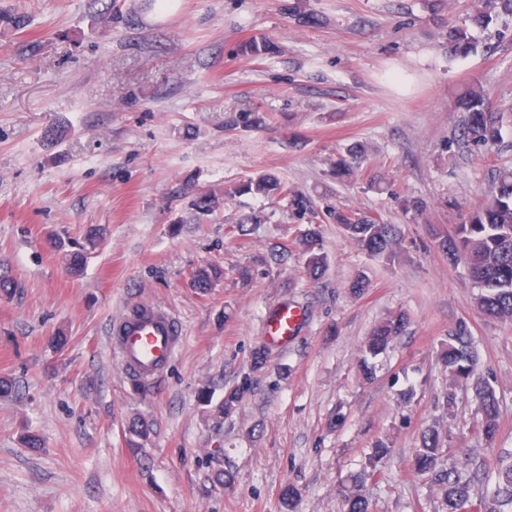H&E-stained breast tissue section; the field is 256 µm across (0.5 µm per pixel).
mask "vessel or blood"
<instances>
[{
	"label": "vessel or blood",
	"mask_w": 512,
	"mask_h": 512,
	"mask_svg": "<svg viewBox=\"0 0 512 512\" xmlns=\"http://www.w3.org/2000/svg\"><path fill=\"white\" fill-rule=\"evenodd\" d=\"M300 322L298 310L275 309L264 321L267 342L287 344ZM181 342L177 320L164 308L139 303L114 327L113 352L128 381L146 387L158 382L174 360Z\"/></svg>",
	"instance_id": "1"
}]
</instances>
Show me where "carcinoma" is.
Returning <instances> with one entry per match:
<instances>
[{
  "label": "carcinoma",
  "mask_w": 512,
  "mask_h": 512,
  "mask_svg": "<svg viewBox=\"0 0 512 512\" xmlns=\"http://www.w3.org/2000/svg\"><path fill=\"white\" fill-rule=\"evenodd\" d=\"M512 18V0H471L466 20L487 29L500 18ZM479 42L469 37L467 28H448V59H463L478 51ZM243 55L254 59L271 54L272 45L266 41H251L241 46ZM466 112L461 139L467 144L487 149L503 138V117L492 110L489 98L481 86L469 89L461 101ZM266 123L260 112H232L224 120L230 130L259 127ZM366 147L355 144L346 155L333 163L336 179L342 180L354 173ZM251 194L266 199H286L292 215L302 220L313 212L312 202L296 187L272 173H263L243 181L224 192L201 193L193 200L194 212L200 217L213 214L224 201ZM326 216L341 228L343 236L356 243L370 255L392 261L400 245L396 226L377 219L361 216L351 210L326 206ZM434 246L443 252L448 263H461L479 293L476 303L480 311L492 318L512 322V166L495 169L493 189L487 202L463 215L452 230L442 226L432 228ZM103 233L95 230L86 238L87 247L71 257L67 269L72 274L83 272L84 258L102 241ZM304 257L307 276L319 280L326 271V259L320 252L318 234L312 223H307L296 239ZM224 281V268L215 264L197 267L192 273V287L205 293ZM408 316L404 312L388 315L372 331L362 346L360 370L367 380L373 378L369 360L384 353L406 328ZM438 361L448 371V387L442 392V409L448 411L455 403L454 387L459 380L471 383L477 402L475 428L487 441H493L499 429V400L494 387L483 378L477 368V351L473 336L464 324L457 325L441 342ZM249 383L224 393L217 412L232 416L240 406ZM152 427L141 417L129 422L126 435L128 447H144ZM390 454L388 445L379 440L362 468L351 476L343 490L347 512H370L367 487L379 482L381 463ZM447 434L439 424L427 427L420 435L419 445L412 459V469L426 487L428 497L438 502V512H512V454L499 456L492 491L477 488L476 475L466 465L448 464Z\"/></svg>",
  "instance_id": "obj_1"
}]
</instances>
